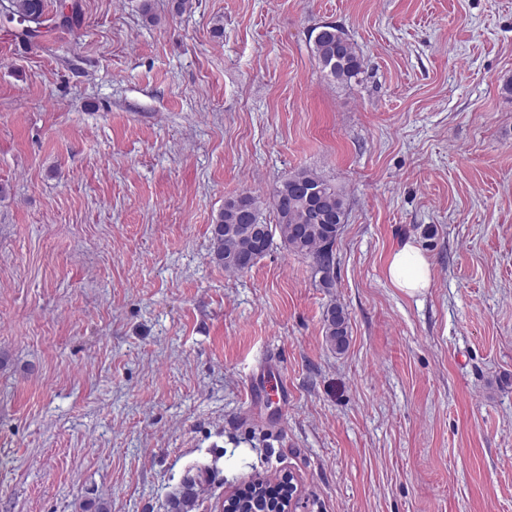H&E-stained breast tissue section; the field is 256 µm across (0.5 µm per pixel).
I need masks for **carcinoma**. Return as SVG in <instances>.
Returning a JSON list of instances; mask_svg holds the SVG:
<instances>
[{
    "mask_svg": "<svg viewBox=\"0 0 512 512\" xmlns=\"http://www.w3.org/2000/svg\"><path fill=\"white\" fill-rule=\"evenodd\" d=\"M11 19L42 25L44 0H10ZM314 53L322 72L340 83H348L363 71L364 61L346 30L333 24L319 26ZM263 202L242 193L224 202L211 227L213 259L231 273L249 271L271 247L250 232L251 224L267 229L270 236L288 241V250L311 260L312 277L321 288L333 287L335 244L339 235L336 217L347 215L344 190L319 173L301 169L277 186L270 197L276 223L263 220ZM326 343L338 352L349 346L348 318L345 309L333 304L324 319Z\"/></svg>",
    "mask_w": 512,
    "mask_h": 512,
    "instance_id": "1",
    "label": "carcinoma"
}]
</instances>
